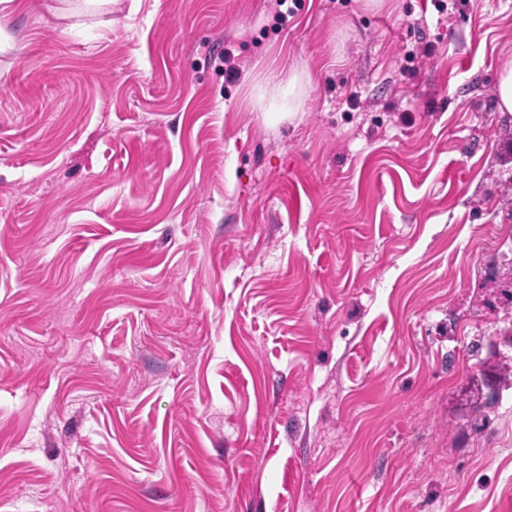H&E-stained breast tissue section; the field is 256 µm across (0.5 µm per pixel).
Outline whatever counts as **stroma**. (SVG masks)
Masks as SVG:
<instances>
[{
    "label": "stroma",
    "mask_w": 512,
    "mask_h": 512,
    "mask_svg": "<svg viewBox=\"0 0 512 512\" xmlns=\"http://www.w3.org/2000/svg\"><path fill=\"white\" fill-rule=\"evenodd\" d=\"M22 2L0 512H512V0ZM497 107L500 112L512 113V65L502 68L498 73ZM281 73L272 72L269 76L271 79H282ZM300 78L305 80L307 85H311L313 78L310 73L306 71H298L296 68H291L287 78L280 80L278 85H285V92L288 93V104H286V112H296L301 106V100L296 93V89L300 87Z\"/></svg>",
    "instance_id": "stroma-1"
}]
</instances>
